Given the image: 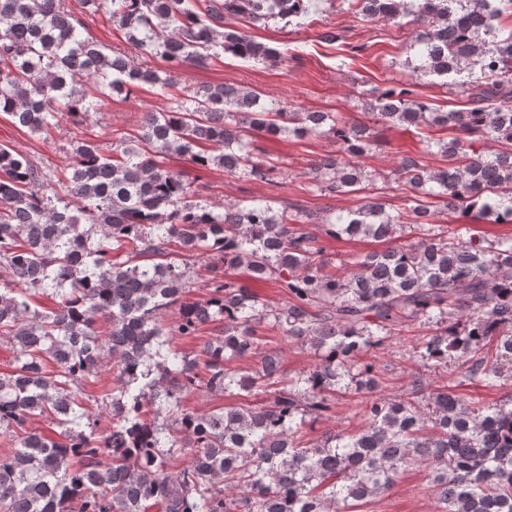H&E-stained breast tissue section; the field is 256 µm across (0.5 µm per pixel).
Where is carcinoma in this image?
<instances>
[{
    "mask_svg": "<svg viewBox=\"0 0 512 512\" xmlns=\"http://www.w3.org/2000/svg\"><path fill=\"white\" fill-rule=\"evenodd\" d=\"M496 1L512 6L348 0L366 19L415 28L409 49L424 65L413 79L459 77L472 98L470 108L441 112L394 83L362 102L365 120L350 121L289 112L243 86L168 95L180 69L226 52L279 57L226 27L225 16L305 18L315 0H79V12L69 0H0V112L13 126L47 134L63 116L81 125L112 94L128 98L145 85L168 97L110 151L78 143L59 178L0 145V335L15 351L0 372V512H348L390 491L409 466L430 471L436 512H512V395L486 404L443 385L430 390L425 412L377 394L379 375L364 361L417 323L425 335L414 357L424 365L452 362L488 388L512 379V237H451L434 225L429 202L512 224V31L501 34ZM96 16L118 25L125 48L85 34ZM379 124L455 136L436 142L442 167L400 158L409 223L377 197L305 214L329 237L388 243L344 272L326 270L317 234L264 201L202 200L164 163L186 156L272 184L277 166L254 156L253 133L326 136L339 151L314 161L313 182L320 193L346 194L373 182L361 160L379 146ZM196 260L211 273L209 293L188 301ZM241 267L275 280L285 304L270 306L221 277ZM37 295L54 307H32ZM262 324L309 346L316 362L283 378L280 356L263 349ZM206 325L217 336L198 354L170 347L172 334L193 339ZM487 346L492 361L481 355ZM248 358L257 365L226 367ZM110 364L118 374L99 411L110 418L101 433L80 387ZM197 390L262 400L181 409ZM351 391L368 394L361 425L304 441L302 426ZM36 417L55 423L57 435L31 427Z\"/></svg>",
    "mask_w": 512,
    "mask_h": 512,
    "instance_id": "1",
    "label": "carcinoma"
}]
</instances>
